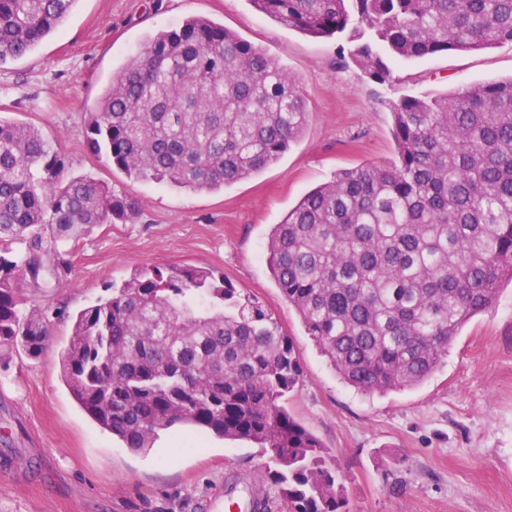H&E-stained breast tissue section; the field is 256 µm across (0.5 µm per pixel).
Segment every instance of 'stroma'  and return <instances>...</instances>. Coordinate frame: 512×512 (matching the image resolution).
Listing matches in <instances>:
<instances>
[{
    "instance_id": "stroma-1",
    "label": "stroma",
    "mask_w": 512,
    "mask_h": 512,
    "mask_svg": "<svg viewBox=\"0 0 512 512\" xmlns=\"http://www.w3.org/2000/svg\"><path fill=\"white\" fill-rule=\"evenodd\" d=\"M205 17L282 63L308 106L302 137L254 177L189 191L128 177L85 145L88 114L113 73L150 34ZM258 14L250 0H79L37 50L0 65V117L32 124L69 176L88 175L135 199L134 224H102L67 253L45 250L19 285L48 323L38 358L0 368V512H216L225 488L270 498L258 483L267 450L196 431L162 432L139 454L100 428L61 377L73 313L137 268L198 266L257 296L290 336L303 375L288 409L345 476L351 512H512V285L468 322L421 386L385 395L345 385L277 288L265 253L272 225L342 169L394 158L387 103L512 76V45L390 64L377 84L339 52Z\"/></svg>"
}]
</instances>
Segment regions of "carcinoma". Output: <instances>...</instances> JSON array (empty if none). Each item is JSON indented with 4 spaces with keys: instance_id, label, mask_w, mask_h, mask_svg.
Returning <instances> with one entry per match:
<instances>
[{
    "instance_id": "carcinoma-1",
    "label": "carcinoma",
    "mask_w": 512,
    "mask_h": 512,
    "mask_svg": "<svg viewBox=\"0 0 512 512\" xmlns=\"http://www.w3.org/2000/svg\"><path fill=\"white\" fill-rule=\"evenodd\" d=\"M77 0H0V63L33 52ZM312 37L350 31L370 80L387 59L512 44V0H250ZM395 157L342 169L272 227L266 262L306 333L349 386L413 388L463 325L512 283V76L389 102ZM298 82L207 18L148 37L89 113L86 146L137 180L219 190L277 162L304 131ZM64 161L32 125L0 118V366L38 357L47 325L15 276L40 269L41 231L74 245L134 222L137 202ZM79 310L60 353L75 401L136 453L190 426L270 451L258 479L288 512H350L339 471L285 406L303 375L257 297L201 267L137 269Z\"/></svg>"
}]
</instances>
